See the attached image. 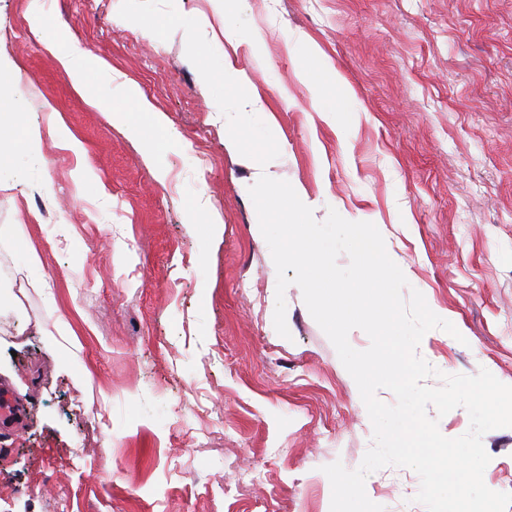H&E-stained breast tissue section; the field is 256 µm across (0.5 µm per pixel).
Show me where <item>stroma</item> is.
<instances>
[{
	"instance_id": "stroma-1",
	"label": "stroma",
	"mask_w": 512,
	"mask_h": 512,
	"mask_svg": "<svg viewBox=\"0 0 512 512\" xmlns=\"http://www.w3.org/2000/svg\"><path fill=\"white\" fill-rule=\"evenodd\" d=\"M0 0V55L23 89L0 100L43 128L44 193L0 173V225L21 224L34 278L0 250V512H330L323 466L357 469L373 441L358 387L285 291L254 227L260 177L300 187L386 249L457 335L418 353L438 376L512 385V0ZM220 44L240 91L187 52ZM238 25L229 38L225 29ZM78 43L135 81L178 138L157 179L145 144L71 87L44 42ZM337 121H328V113ZM66 125L77 153L52 137ZM276 143L248 160L230 123ZM488 488L512 492V428L487 432ZM90 448L73 461L78 447ZM258 479L224 493L233 461ZM420 479L368 475L384 512H427Z\"/></svg>"
}]
</instances>
